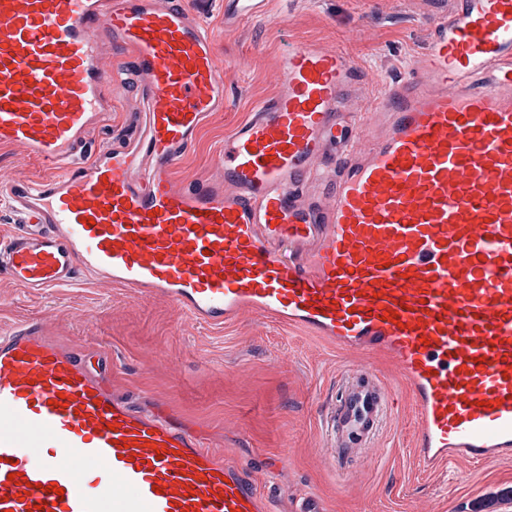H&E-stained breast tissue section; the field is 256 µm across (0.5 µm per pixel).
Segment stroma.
Here are the masks:
<instances>
[{"instance_id": "obj_1", "label": "stroma", "mask_w": 512, "mask_h": 512, "mask_svg": "<svg viewBox=\"0 0 512 512\" xmlns=\"http://www.w3.org/2000/svg\"><path fill=\"white\" fill-rule=\"evenodd\" d=\"M219 41L230 110L215 113L175 170L178 183L202 177L235 124L274 92L273 72L289 46L341 47L369 73L354 99L378 98L426 46L449 0H273L270 19L224 26V0H185ZM112 126L93 129L91 146L134 128V85L112 83ZM38 323L49 336L109 357L114 388L135 403L177 406L210 430L209 446L251 464L274 512H303L314 493L321 512H512V463L459 461L445 472L419 471L413 452V406L400 404L380 452L334 465L323 454L329 399L357 356L297 327L248 314L224 328L192 322L167 299L79 278L30 294L0 272V333Z\"/></svg>"}]
</instances>
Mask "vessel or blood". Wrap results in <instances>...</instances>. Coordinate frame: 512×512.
<instances>
[{"mask_svg":"<svg viewBox=\"0 0 512 512\" xmlns=\"http://www.w3.org/2000/svg\"><path fill=\"white\" fill-rule=\"evenodd\" d=\"M270 5L224 0V24ZM108 41L141 110L91 151L112 117ZM365 77L341 48L289 47L273 96L181 185L174 168L229 107L217 40L183 0H0V147L46 172L6 184L21 222L0 270L37 293L103 280L220 328L259 313L384 358L414 405L420 470L511 461L512 0H451L361 126ZM90 360L37 325L0 334V512H271L248 466ZM393 407L373 368L345 372L331 462L370 452Z\"/></svg>","mask_w":512,"mask_h":512,"instance_id":"1","label":"vessel or blood"}]
</instances>
